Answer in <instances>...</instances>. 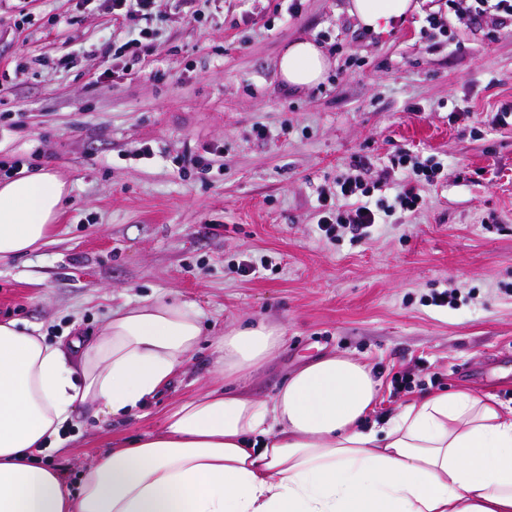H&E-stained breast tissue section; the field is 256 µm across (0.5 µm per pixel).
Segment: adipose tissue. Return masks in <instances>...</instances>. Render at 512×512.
Instances as JSON below:
<instances>
[{
    "mask_svg": "<svg viewBox=\"0 0 512 512\" xmlns=\"http://www.w3.org/2000/svg\"><path fill=\"white\" fill-rule=\"evenodd\" d=\"M412 0H350L387 29ZM330 67L309 39L278 73L294 89ZM66 184L49 170L0 182V262L49 243ZM193 305L147 299L114 310L93 344L48 342L0 323V512H512V407L476 391L425 394L376 423L379 382L361 361L320 357L272 402L237 383L283 347L264 323L225 333L223 389L182 401L162 429L114 441L70 491L40 464L78 407L129 414L158 395L201 341Z\"/></svg>",
    "mask_w": 512,
    "mask_h": 512,
    "instance_id": "adipose-tissue-1",
    "label": "adipose tissue"
}]
</instances>
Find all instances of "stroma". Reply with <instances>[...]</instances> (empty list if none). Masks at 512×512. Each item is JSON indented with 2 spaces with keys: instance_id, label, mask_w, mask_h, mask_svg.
Segmentation results:
<instances>
[{
  "instance_id": "1",
  "label": "stroma",
  "mask_w": 512,
  "mask_h": 512,
  "mask_svg": "<svg viewBox=\"0 0 512 512\" xmlns=\"http://www.w3.org/2000/svg\"><path fill=\"white\" fill-rule=\"evenodd\" d=\"M375 33L347 0H158V52H122L135 18L111 0H0V162L51 170L70 193L49 245L0 264V319L49 342L93 340L112 311L150 297L195 304L203 341L170 387L128 417L75 413L46 456L70 488L113 437L161 427L165 411L220 386L216 344L244 320L288 344L241 387L271 399L311 360L336 353L380 382L376 416L461 388L512 406V27L462 15L425 32L444 0H415ZM332 65L289 90L290 41ZM220 156L209 173L187 154ZM441 161L421 207L369 236L318 233V195L365 164L374 198L400 151ZM265 260L258 275L238 266ZM447 292L449 302L432 297ZM422 359L410 390L401 365Z\"/></svg>"
}]
</instances>
